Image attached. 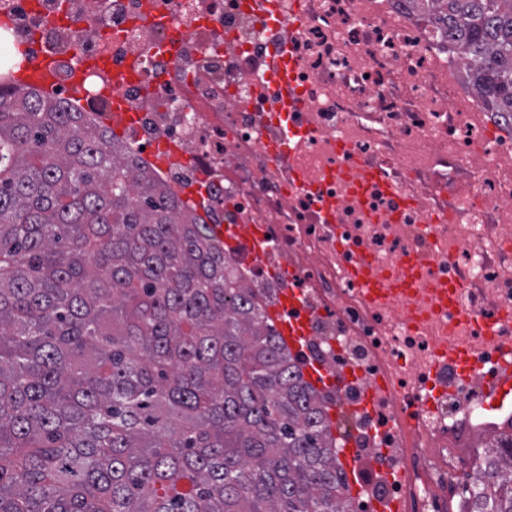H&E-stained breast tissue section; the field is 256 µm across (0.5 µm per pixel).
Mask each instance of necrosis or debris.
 Wrapping results in <instances>:
<instances>
[{
	"mask_svg": "<svg viewBox=\"0 0 512 512\" xmlns=\"http://www.w3.org/2000/svg\"><path fill=\"white\" fill-rule=\"evenodd\" d=\"M0 39L57 61L51 97L99 119L79 57L136 58L123 140L202 223L259 224L229 255L261 299L299 289L308 357L375 394L359 447L383 449L374 500L442 512L448 451L507 429L480 410L512 347V118L473 86L416 0H0ZM175 155L159 164L162 148ZM379 291L361 287L359 260ZM480 366L460 380L452 358ZM402 459L410 478L388 480Z\"/></svg>",
	"mask_w": 512,
	"mask_h": 512,
	"instance_id": "necrosis-or-debris-1",
	"label": "necrosis or debris"
}]
</instances>
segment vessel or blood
<instances>
[{
	"label": "vessel or blood",
	"instance_id": "obj_1",
	"mask_svg": "<svg viewBox=\"0 0 512 512\" xmlns=\"http://www.w3.org/2000/svg\"><path fill=\"white\" fill-rule=\"evenodd\" d=\"M102 75L103 82L99 87L102 95L112 100V113L119 116L122 125H130L134 115L129 112L119 90L137 75L136 59H128L122 65H113L109 57L100 55L80 58L71 74L73 88H81L87 74ZM13 83L18 88L35 87L44 91H53L56 85V59L54 55L44 53L29 62H23L12 73ZM218 235L228 249H236L243 241H250L255 254H262V235L260 230H246L241 225H225L219 227ZM277 330L284 343L291 351H304L309 337V323L305 316L301 296L296 291H288L280 295L277 304L270 309ZM305 380L319 389L338 387L343 378L333 372L326 364L316 360L306 361L303 367ZM490 403L498 406L512 405V363L504 364L502 371L488 395ZM339 460L346 475V483L351 496H361L366 489L362 472L365 457L353 438H343L339 446Z\"/></svg>",
	"mask_w": 512,
	"mask_h": 512
}]
</instances>
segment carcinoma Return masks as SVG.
Returning a JSON list of instances; mask_svg holds the SVG:
<instances>
[{"instance_id":"1","label":"carcinoma","mask_w":512,"mask_h":512,"mask_svg":"<svg viewBox=\"0 0 512 512\" xmlns=\"http://www.w3.org/2000/svg\"><path fill=\"white\" fill-rule=\"evenodd\" d=\"M512 113V0H431ZM112 129L0 89V512H354L328 401ZM459 482L512 512V433Z\"/></svg>"}]
</instances>
